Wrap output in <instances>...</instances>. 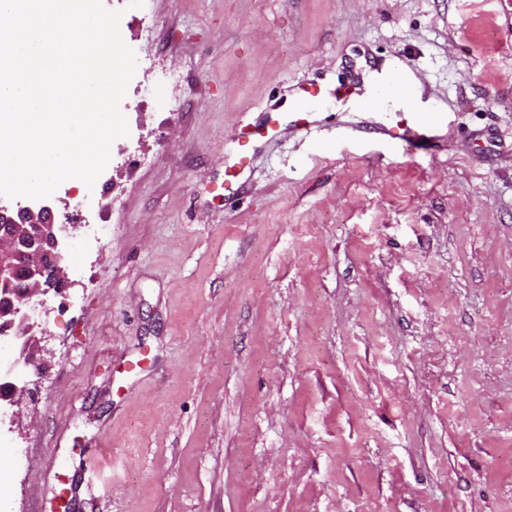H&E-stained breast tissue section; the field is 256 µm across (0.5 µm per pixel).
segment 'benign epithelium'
<instances>
[{
    "label": "benign epithelium",
    "instance_id": "obj_1",
    "mask_svg": "<svg viewBox=\"0 0 512 512\" xmlns=\"http://www.w3.org/2000/svg\"><path fill=\"white\" fill-rule=\"evenodd\" d=\"M76 228L60 223L46 206L15 211L0 206V336L14 329L28 336V341H36L32 331L37 322L31 321L26 306L41 305V297L50 289L69 285L59 244L62 233ZM18 274L24 277L20 292L12 288ZM26 391L25 386L0 384V401L15 405Z\"/></svg>",
    "mask_w": 512,
    "mask_h": 512
}]
</instances>
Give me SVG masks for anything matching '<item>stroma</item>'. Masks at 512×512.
<instances>
[{"instance_id": "35a3bbf8", "label": "stroma", "mask_w": 512, "mask_h": 512, "mask_svg": "<svg viewBox=\"0 0 512 512\" xmlns=\"http://www.w3.org/2000/svg\"><path fill=\"white\" fill-rule=\"evenodd\" d=\"M102 2L129 134L96 194L45 200L97 237H63L71 285L32 312L0 512H512V157L469 137L512 132V0ZM366 59L428 87L443 146L337 138L366 115L333 108L225 201L239 121Z\"/></svg>"}]
</instances>
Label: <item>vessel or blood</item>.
<instances>
[{"instance_id":"1","label":"vessel or blood","mask_w":512,"mask_h":512,"mask_svg":"<svg viewBox=\"0 0 512 512\" xmlns=\"http://www.w3.org/2000/svg\"><path fill=\"white\" fill-rule=\"evenodd\" d=\"M288 94L293 107L287 117L266 112L261 120L239 123L229 149L230 154L239 158L232 167L233 179L244 177L246 167L240 157L251 144L282 136L305 138L317 131L320 112L330 98L350 109L371 113L369 122L353 126V138L374 134L388 143L416 151L434 149L444 141L445 113L414 111L419 92L409 79L401 75L392 80L389 92L383 98L365 96L364 80L357 72L329 97L309 83L290 85Z\"/></svg>"}]
</instances>
